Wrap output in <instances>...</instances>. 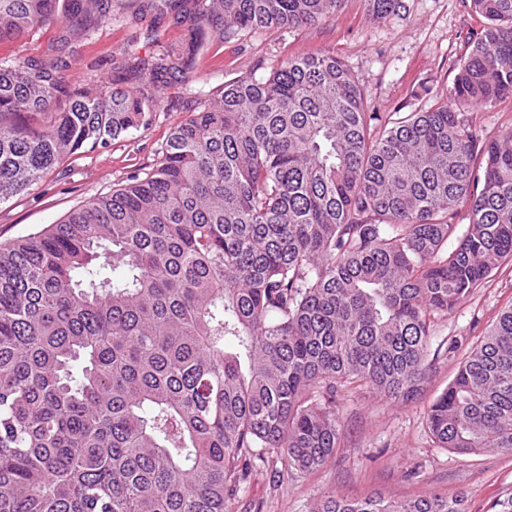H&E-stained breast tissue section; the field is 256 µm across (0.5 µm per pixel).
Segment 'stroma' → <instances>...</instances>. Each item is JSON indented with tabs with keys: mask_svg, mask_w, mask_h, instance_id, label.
Here are the masks:
<instances>
[{
	"mask_svg": "<svg viewBox=\"0 0 512 512\" xmlns=\"http://www.w3.org/2000/svg\"><path fill=\"white\" fill-rule=\"evenodd\" d=\"M405 4L400 15L374 24L367 20L362 0H348L341 13L311 28H275L233 43L211 42L185 78L163 88L164 108L148 126L105 146L84 145L38 184L0 205V243L38 232L73 208L145 178L172 129L193 109L195 88L217 89L249 71L269 74L291 55L319 49L334 52L377 111L429 107L446 95L483 25L469 0H405ZM137 8L136 0H131L127 13L106 20L91 41L77 48L68 72L71 80L110 82L125 49L143 57L157 44L178 41L182 30L166 15L156 18L159 39L151 41L132 18ZM511 305L512 262L507 261L447 318L434 324L428 349L432 370L421 395L393 402L366 387L340 388L335 455L318 470L293 479L278 478L281 462L258 467L228 503V512H313L328 495L393 500L459 491L466 495V512H494L496 502L512 496V452L458 455L432 439L426 420L463 357Z\"/></svg>",
	"mask_w": 512,
	"mask_h": 512,
	"instance_id": "stroma-1",
	"label": "stroma"
}]
</instances>
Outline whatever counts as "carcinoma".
<instances>
[{
	"mask_svg": "<svg viewBox=\"0 0 512 512\" xmlns=\"http://www.w3.org/2000/svg\"><path fill=\"white\" fill-rule=\"evenodd\" d=\"M348 0H147L180 40L92 91L76 45L124 0H0V205L85 144L149 124L206 39L304 28ZM382 23L405 0H363ZM483 34L448 99L375 112L336 55L250 72L169 136L149 177L0 245V512H225L257 462L289 476L336 453V392L420 393L431 327L512 260V0H470ZM468 224L448 249L461 209ZM444 448L512 451V305L431 405ZM463 494L329 496L314 512H464ZM57 28L49 26L39 29L23 41L0 44V58L39 56L48 52L55 42ZM473 126L483 140L489 141L512 130L511 99H505L492 108H476L473 112Z\"/></svg>",
	"mask_w": 512,
	"mask_h": 512,
	"instance_id": "obj_1",
	"label": "carcinoma"
}]
</instances>
